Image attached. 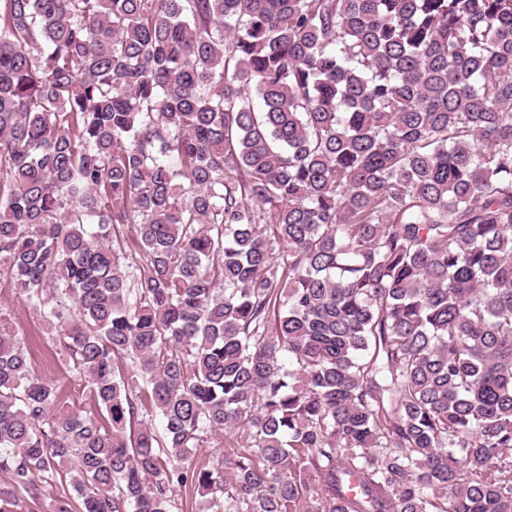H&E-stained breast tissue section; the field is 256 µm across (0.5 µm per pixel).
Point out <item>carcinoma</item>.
<instances>
[{
  "label": "carcinoma",
  "instance_id": "carcinoma-1",
  "mask_svg": "<svg viewBox=\"0 0 512 512\" xmlns=\"http://www.w3.org/2000/svg\"><path fill=\"white\" fill-rule=\"evenodd\" d=\"M1 276L0 512H512V0H0ZM0 310L10 318V325L18 336H28L34 340L30 346L32 364L43 374L55 376L61 381L66 405L74 409H87V401L81 397L82 382L70 378L64 365L58 363L54 347L47 340H42L46 336H42L38 317L18 301L3 277L0 278Z\"/></svg>",
  "mask_w": 512,
  "mask_h": 512
}]
</instances>
